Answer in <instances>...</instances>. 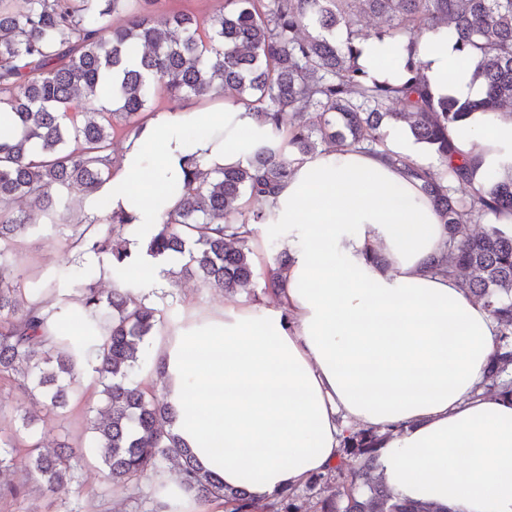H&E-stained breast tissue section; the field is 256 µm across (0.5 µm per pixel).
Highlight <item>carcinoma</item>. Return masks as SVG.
<instances>
[{
  "mask_svg": "<svg viewBox=\"0 0 512 512\" xmlns=\"http://www.w3.org/2000/svg\"><path fill=\"white\" fill-rule=\"evenodd\" d=\"M158 3L25 0L16 10L0 0V114L17 122L15 132L0 137V380L41 396L47 410L62 416L80 393L82 359L102 396L86 430L108 482L139 494L143 481L174 464L195 500L224 499L232 512H265L246 490H226L202 470L173 432L177 411L164 394L132 379L143 346L164 322V305L146 302L139 291L144 274L129 276L123 218H78L65 238L74 260L106 258L112 273L125 277L122 287L105 291L90 280L70 294L55 281L26 289L9 263L17 239L39 225H64L75 196H91L108 180L115 123L123 121L125 134L138 128L160 90L171 100L216 94L241 102L266 130L246 165L195 170L179 208L161 215L146 254L187 255L172 272V286L195 280L229 294L247 287L255 277L247 226L267 220L259 204L277 193L293 164L320 147L373 151L383 146V126L405 122L438 165L425 168L390 152L387 159L421 181L448 233V252L431 268L456 278L498 322L484 393L512 401V236L495 226L512 215V161L476 187V165L450 137L477 109H512V0H219L202 22L183 11L160 18ZM118 11L125 13L119 26L112 20ZM365 18L377 21L370 31ZM439 25L448 27L461 64H475L485 84L482 100L433 101L413 45ZM370 36L406 51L403 70L377 77L358 63L356 43ZM462 185L469 188L464 196ZM289 261L281 252L267 266L266 292L286 288ZM46 297L84 307L82 334L67 321L58 322L56 335L41 334L45 318L37 306ZM100 328L102 338L95 336ZM36 423L18 408L9 431L0 429V493L17 497L31 480L60 496L64 512H77L68 503L83 449L65 439L42 451ZM377 441L371 429L350 432L336 466L285 492L276 512H443L434 501L392 495L378 473ZM21 451L27 480L14 485L7 477ZM349 458L356 466L347 467Z\"/></svg>",
  "mask_w": 512,
  "mask_h": 512,
  "instance_id": "obj_1",
  "label": "carcinoma"
}]
</instances>
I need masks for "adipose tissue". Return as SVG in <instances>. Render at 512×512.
Segmentation results:
<instances>
[{
	"mask_svg": "<svg viewBox=\"0 0 512 512\" xmlns=\"http://www.w3.org/2000/svg\"><path fill=\"white\" fill-rule=\"evenodd\" d=\"M434 98L475 102L481 82L456 62L444 27L415 41ZM387 152L429 166L407 123L387 125ZM264 135L242 104L214 99L156 111L122 144L118 165L81 216L123 215L124 238L151 282L166 287L172 259L143 244L182 197L188 159L212 171L244 164ZM476 181L512 157V116L476 115L453 135ZM254 236L280 238L291 262L278 307L229 296L202 314L183 309L157 335L173 426L228 489L270 504L336 466L357 425L380 437L378 467L401 500L448 512H512V404L484 395L498 326L457 280L430 261L448 236L418 180L365 150L321 148L297 163ZM383 249L391 267L370 261Z\"/></svg>",
	"mask_w": 512,
	"mask_h": 512,
	"instance_id": "1",
	"label": "adipose tissue"
}]
</instances>
